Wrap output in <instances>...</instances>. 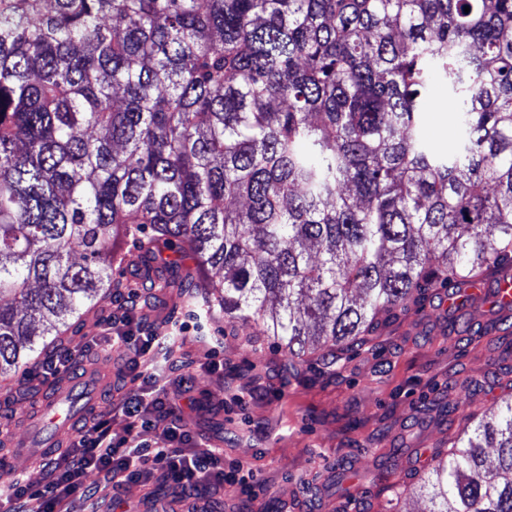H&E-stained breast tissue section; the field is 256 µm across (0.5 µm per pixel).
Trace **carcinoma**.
<instances>
[{
	"label": "carcinoma",
	"mask_w": 512,
	"mask_h": 512,
	"mask_svg": "<svg viewBox=\"0 0 512 512\" xmlns=\"http://www.w3.org/2000/svg\"><path fill=\"white\" fill-rule=\"evenodd\" d=\"M438 83L450 153L419 126ZM115 263L161 265L292 370L507 277L512 0H0V376L37 323L44 355L121 291ZM423 489L427 512H512V398Z\"/></svg>",
	"instance_id": "carcinoma-1"
}]
</instances>
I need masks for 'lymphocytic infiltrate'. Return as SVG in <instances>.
Segmentation results:
<instances>
[{
    "label": "lymphocytic infiltrate",
    "instance_id": "f902f5d3",
    "mask_svg": "<svg viewBox=\"0 0 512 512\" xmlns=\"http://www.w3.org/2000/svg\"><path fill=\"white\" fill-rule=\"evenodd\" d=\"M137 310V300L129 299L121 327L115 328L113 335L104 339L113 349L134 347L138 359L129 375L132 380L140 381L146 390L144 397L124 400L117 405L127 420L124 435H110L103 423H96L86 429L79 442L81 454L72 458L69 467L55 474L45 490L31 492L21 476L14 474L0 481V496L31 500L28 512H68L66 500L74 481L90 468L111 469L113 477L124 481L155 478L178 490L184 499L193 497L204 481L235 483L234 472L224 469L223 449L185 452L183 444L189 438L187 432L175 428L169 430L159 447L136 442L135 430L151 425L153 415L162 413L165 408V401L156 388L153 361L166 351L169 343L168 337L144 329L136 319Z\"/></svg>",
    "mask_w": 512,
    "mask_h": 512
}]
</instances>
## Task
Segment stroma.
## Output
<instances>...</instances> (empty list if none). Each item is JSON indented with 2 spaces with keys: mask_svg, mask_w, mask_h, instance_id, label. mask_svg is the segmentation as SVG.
<instances>
[{
  "mask_svg": "<svg viewBox=\"0 0 512 512\" xmlns=\"http://www.w3.org/2000/svg\"><path fill=\"white\" fill-rule=\"evenodd\" d=\"M423 136L436 148L450 150L462 137L458 112L444 92H436L421 114ZM121 294L92 307L83 316L82 331L63 336L72 362L96 375L104 387L96 407L80 417L81 426L66 438L77 446L85 427L99 419L122 433L123 416L112 404L142 393L137 382H120L134 350L113 354L99 341L109 320L120 319L124 301L141 305L146 328L166 332L189 320L190 311L177 289L146 287L134 269L119 275ZM223 336L221 369L209 366L202 334ZM288 356L255 335L253 327L208 315L201 331L183 333L164 367V394L176 412L155 418L140 429L138 439L154 443L169 428L182 427L195 444L224 451L225 464L250 468L246 483L225 485L217 492L202 487L199 503L238 512H358L367 501L370 512H426L430 503L414 476L429 469L433 453L447 451L466 416L482 414L493 399L512 395V332L503 329L491 304L448 314L442 291L430 290L390 323L381 326L361 349L343 354L326 367L312 353L298 374L283 372ZM64 384L55 374L0 377V460L9 461L26 439L31 421ZM252 387L277 389L281 398L237 401ZM456 388L457 409L448 407V390ZM361 476L362 498L336 491L337 466ZM169 486L137 482L113 484L111 472L87 470L70 499V512H138L148 496L170 494Z\"/></svg>",
  "mask_w": 512,
  "mask_h": 512,
  "instance_id": "35a3bbf8",
  "label": "stroma"
}]
</instances>
